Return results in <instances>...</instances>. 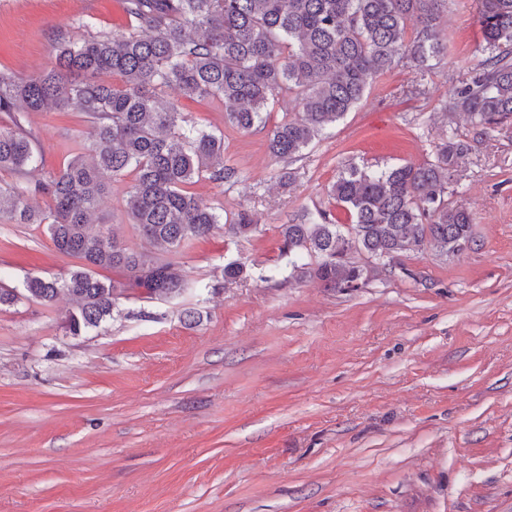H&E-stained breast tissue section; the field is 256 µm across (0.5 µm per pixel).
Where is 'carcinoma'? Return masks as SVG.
<instances>
[{
	"label": "carcinoma",
	"instance_id": "carcinoma-1",
	"mask_svg": "<svg viewBox=\"0 0 512 512\" xmlns=\"http://www.w3.org/2000/svg\"><path fill=\"white\" fill-rule=\"evenodd\" d=\"M136 22L128 32L86 35L80 22L54 33L52 65L21 79L0 71V112H51L79 106L90 124L87 152L32 183L38 163L31 135L12 118L0 130V170L18 177L0 188V222L43 224L55 247L80 260L64 278L28 276L26 297L45 304L64 293L75 303L70 330L97 328L123 294L98 277L115 269L150 297L181 295L177 264L135 250L115 232L95 228L106 187L103 175L133 173L126 212L139 232L168 254L209 236L224 216L190 187L222 182L224 138L194 124L161 94L174 86L191 100L224 102L229 122L243 130L265 124L280 95L293 96L295 119L275 125L268 149L294 161L309 144L361 101L368 78L406 60L423 63L444 50L437 30L449 0H122ZM488 56L473 79L455 88L449 109L482 129L512 116V0H481ZM417 30L408 43V27ZM469 146L448 140L422 164L372 170L348 164L328 196L351 216L339 224L320 212L308 223L283 224V247L298 278L338 292L359 288L366 268L349 254L365 252L382 269L401 253L429 243L445 254L472 242L471 213L448 200ZM38 196L51 200L48 209ZM225 232L257 230L239 211Z\"/></svg>",
	"mask_w": 512,
	"mask_h": 512
}]
</instances>
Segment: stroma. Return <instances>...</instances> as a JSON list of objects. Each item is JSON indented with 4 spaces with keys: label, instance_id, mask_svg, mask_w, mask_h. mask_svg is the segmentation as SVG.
Masks as SVG:
<instances>
[{
    "label": "stroma",
    "instance_id": "35a3bbf8",
    "mask_svg": "<svg viewBox=\"0 0 512 512\" xmlns=\"http://www.w3.org/2000/svg\"><path fill=\"white\" fill-rule=\"evenodd\" d=\"M480 8L451 0L444 51L376 76L292 162L267 134L294 118L293 99L242 130L223 104L166 90L224 137L231 177L193 192L259 226L182 247L178 298L128 288L111 319L72 332L67 296L22 292L78 259L44 225L0 223V287L19 294L0 305V512H512V118L485 134L445 115L487 56ZM86 19L94 35L132 24L122 0H0V71L44 70L54 31ZM21 122L40 153L33 179L87 148L77 106ZM449 138L469 147L449 197L473 214L467 249L405 253L351 293L290 278L280 227L321 210L347 223L326 194L345 164L417 165ZM132 183L107 178L97 218L149 252L125 210ZM233 260L248 276L228 284Z\"/></svg>",
    "mask_w": 512,
    "mask_h": 512
}]
</instances>
